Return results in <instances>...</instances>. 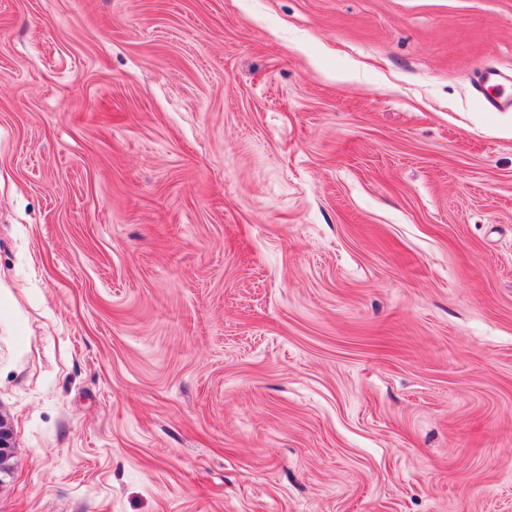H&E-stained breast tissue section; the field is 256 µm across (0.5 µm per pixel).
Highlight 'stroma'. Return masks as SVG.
Here are the masks:
<instances>
[{"instance_id":"35a3bbf8","label":"stroma","mask_w":512,"mask_h":512,"mask_svg":"<svg viewBox=\"0 0 512 512\" xmlns=\"http://www.w3.org/2000/svg\"><path fill=\"white\" fill-rule=\"evenodd\" d=\"M512 0H0V512H512ZM500 79L505 78L496 71H487L476 77L478 84L487 91L485 102L487 108L492 112H500L512 106V96L504 93V86ZM489 89L495 91V93H492Z\"/></svg>"}]
</instances>
